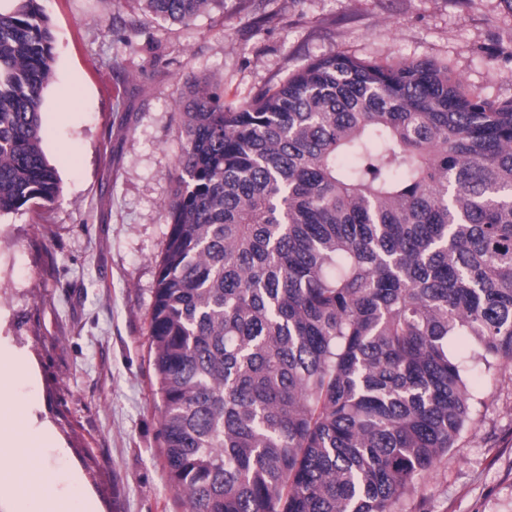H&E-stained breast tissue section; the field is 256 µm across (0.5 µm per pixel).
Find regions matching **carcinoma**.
<instances>
[{
  "label": "carcinoma",
  "instance_id": "cac0c4a2",
  "mask_svg": "<svg viewBox=\"0 0 512 512\" xmlns=\"http://www.w3.org/2000/svg\"><path fill=\"white\" fill-rule=\"evenodd\" d=\"M0 11V212L55 202L42 149L54 37ZM186 23L215 0H139ZM149 348L189 512H402L454 447L470 336L512 363V100L448 67L334 53L226 105L178 104Z\"/></svg>",
  "mask_w": 512,
  "mask_h": 512
}]
</instances>
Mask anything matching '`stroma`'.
Instances as JSON below:
<instances>
[{
    "label": "stroma",
    "instance_id": "stroma-1",
    "mask_svg": "<svg viewBox=\"0 0 512 512\" xmlns=\"http://www.w3.org/2000/svg\"><path fill=\"white\" fill-rule=\"evenodd\" d=\"M54 35L42 148L60 178L51 206L0 213V354L23 368L11 396L24 433L7 469L74 486L97 512H187L163 456L149 317L166 203L183 138L176 102L207 79L224 103L276 89L337 52L448 65L466 91L512 100L506 0H224L185 24L137 0H37ZM470 425L419 480L406 512H512V365L473 346Z\"/></svg>",
    "mask_w": 512,
    "mask_h": 512
}]
</instances>
